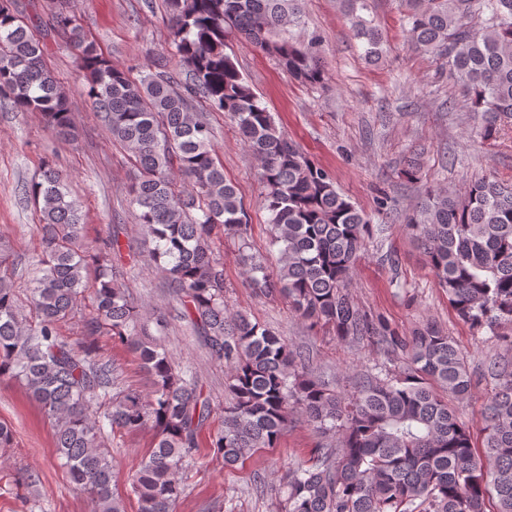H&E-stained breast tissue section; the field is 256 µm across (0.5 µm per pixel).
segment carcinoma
Here are the masks:
<instances>
[{"label":"carcinoma","instance_id":"carcinoma-1","mask_svg":"<svg viewBox=\"0 0 512 512\" xmlns=\"http://www.w3.org/2000/svg\"><path fill=\"white\" fill-rule=\"evenodd\" d=\"M299 2L166 0L172 58H150L135 81L75 23L71 0H47L44 14L28 24L14 0H0V101L39 114L59 140H74L67 93L35 32L74 51L95 111L132 155L129 194L150 260L178 301L186 330L228 370L232 401L211 441L225 467L236 468L252 450L277 447L297 412L326 442L310 463L288 471L285 512H487L492 500L494 512H512V182L484 174L461 193L432 188L405 220L458 318L487 329L506 355L477 372L439 328L401 336L350 300L349 281L372 224L278 130L227 52L228 38L237 35L274 53L288 76L323 84L320 40L288 36L300 24ZM401 4L412 46L448 65L468 111L483 116L473 136L492 139L512 120V0ZM340 5L365 56L378 58L383 38L362 15L366 0ZM211 110L236 121L260 161L274 266L247 253L248 212L213 149ZM24 194L39 208L41 276L29 300L36 321L23 317L13 282L0 274V380L21 381L52 419L58 458L94 512H125L112 488L109 431L153 430L154 446L130 475L131 491L137 512H174L210 400L192 369L159 340L166 317L131 297L134 268L118 263L119 228L84 244L79 204L49 162ZM219 232L240 243L256 295L286 297L309 327L327 328L344 343L366 341L399 370L359 373L340 392L308 372L309 353L245 313H227L224 265L213 247ZM91 274L97 288L88 311ZM71 319L85 338L127 342L152 376L150 396L120 389L116 367L95 354L94 343L62 335L60 323ZM478 373L495 383L481 452L455 406L472 394Z\"/></svg>","mask_w":512,"mask_h":512}]
</instances>
